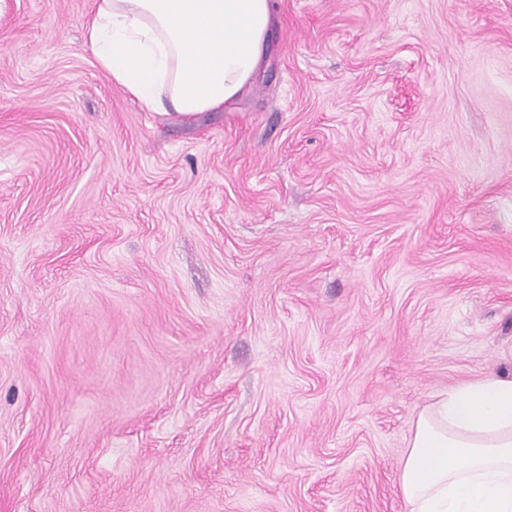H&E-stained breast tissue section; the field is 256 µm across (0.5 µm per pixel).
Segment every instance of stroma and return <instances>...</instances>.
<instances>
[{"mask_svg": "<svg viewBox=\"0 0 512 512\" xmlns=\"http://www.w3.org/2000/svg\"><path fill=\"white\" fill-rule=\"evenodd\" d=\"M93 0H0V512H407L512 376V0H276L233 107L144 111Z\"/></svg>", "mask_w": 512, "mask_h": 512, "instance_id": "35a3bbf8", "label": "stroma"}]
</instances>
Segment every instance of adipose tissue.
I'll return each instance as SVG.
<instances>
[{"mask_svg": "<svg viewBox=\"0 0 512 512\" xmlns=\"http://www.w3.org/2000/svg\"><path fill=\"white\" fill-rule=\"evenodd\" d=\"M83 37L148 112L231 106L265 57L274 0H95ZM408 512H512V377L452 387L417 415L399 476Z\"/></svg>", "mask_w": 512, "mask_h": 512, "instance_id": "ef3b65f1", "label": "adipose tissue"}]
</instances>
